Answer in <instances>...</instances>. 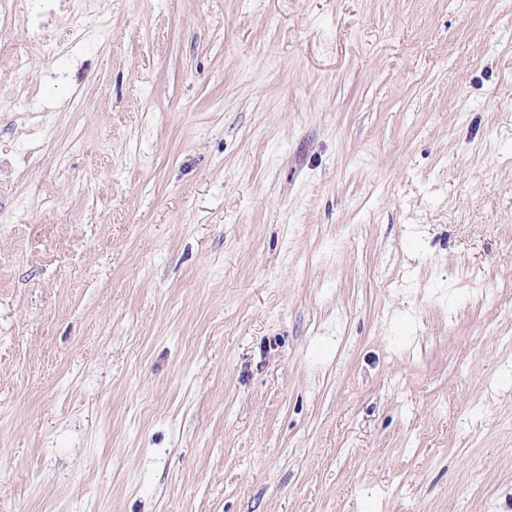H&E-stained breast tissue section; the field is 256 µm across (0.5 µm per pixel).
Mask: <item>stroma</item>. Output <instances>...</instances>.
<instances>
[{"mask_svg":"<svg viewBox=\"0 0 512 512\" xmlns=\"http://www.w3.org/2000/svg\"><path fill=\"white\" fill-rule=\"evenodd\" d=\"M0 512H512V0H11Z\"/></svg>","mask_w":512,"mask_h":512,"instance_id":"1","label":"stroma"}]
</instances>
